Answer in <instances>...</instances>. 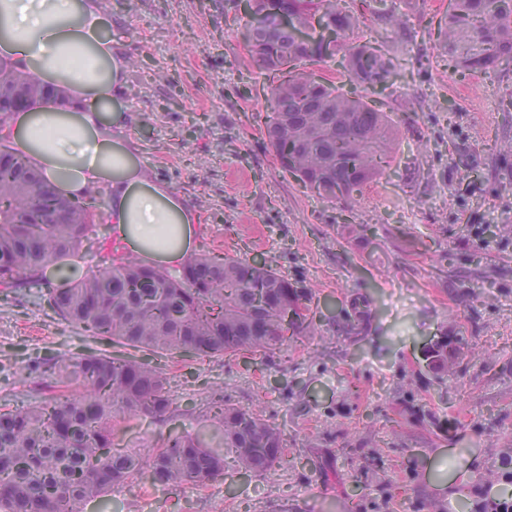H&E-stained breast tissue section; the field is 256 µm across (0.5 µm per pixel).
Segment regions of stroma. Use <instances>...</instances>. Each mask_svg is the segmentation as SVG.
Instances as JSON below:
<instances>
[{"label": "stroma", "mask_w": 512, "mask_h": 512, "mask_svg": "<svg viewBox=\"0 0 512 512\" xmlns=\"http://www.w3.org/2000/svg\"><path fill=\"white\" fill-rule=\"evenodd\" d=\"M127 63L118 135L151 179L197 215L193 253L266 261L312 294V324L270 352L152 355L168 377L163 426L121 432L144 448L195 430L216 390L276 425L283 461L264 473L225 454L207 486L113 489L112 512H476L512 502V65L458 69L437 39L448 0L366 12L353 45L378 47L400 78L390 169L352 205L329 203L280 168L265 134L268 71L241 39L233 0H98ZM53 280L0 290V403H33L30 367L109 354L48 307ZM464 355L435 383L423 351L441 334ZM480 468L451 500L469 458Z\"/></svg>", "instance_id": "1"}]
</instances>
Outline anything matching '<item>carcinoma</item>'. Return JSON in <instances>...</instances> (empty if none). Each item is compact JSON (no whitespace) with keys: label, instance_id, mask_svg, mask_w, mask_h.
I'll return each mask as SVG.
<instances>
[{"label":"carcinoma","instance_id":"1","mask_svg":"<svg viewBox=\"0 0 512 512\" xmlns=\"http://www.w3.org/2000/svg\"><path fill=\"white\" fill-rule=\"evenodd\" d=\"M260 20L242 38L276 77L265 94L266 134L283 171L319 197L350 204L390 167V115L376 97L397 78L376 48L347 45L357 19L346 0H251ZM441 42L457 66L480 73L512 62V0H448ZM333 60L355 86L318 79L312 66ZM0 82L40 83L0 63ZM100 212L43 182L14 147L0 149V287L44 280L88 240ZM61 319L135 352L197 357L275 350L309 323V297L265 262L195 254L169 270L116 257L48 298ZM446 333L426 350L439 381L462 355ZM42 398L0 406V512H83L108 490L147 476L152 483L205 485L224 472V451L264 472L284 458L279 429L224 396L203 405L200 426L145 452L119 448L117 432L172 416L162 368L125 353L62 355L33 367Z\"/></svg>","mask_w":512,"mask_h":512}]
</instances>
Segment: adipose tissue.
<instances>
[{"label": "adipose tissue", "mask_w": 512, "mask_h": 512, "mask_svg": "<svg viewBox=\"0 0 512 512\" xmlns=\"http://www.w3.org/2000/svg\"><path fill=\"white\" fill-rule=\"evenodd\" d=\"M104 27L95 0H0V60L62 92L11 117L13 143L68 197L110 183L109 219L120 239L139 260L176 265L192 247L194 216L112 134L128 121L119 102L126 68Z\"/></svg>", "instance_id": "adipose-tissue-1"}]
</instances>
